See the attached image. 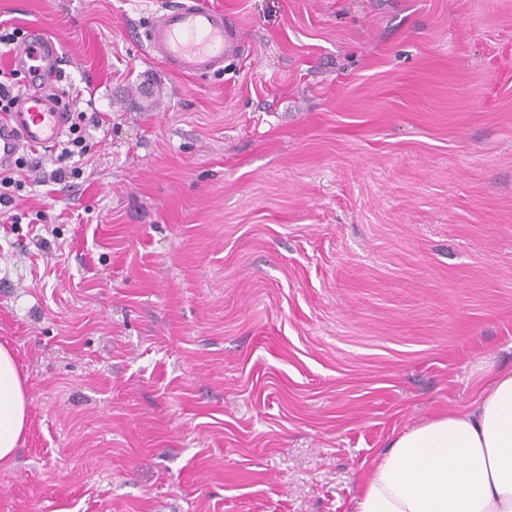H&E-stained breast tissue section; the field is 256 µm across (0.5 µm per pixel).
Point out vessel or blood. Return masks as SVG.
<instances>
[{
  "instance_id": "b4317fda",
  "label": "vessel or blood",
  "mask_w": 512,
  "mask_h": 512,
  "mask_svg": "<svg viewBox=\"0 0 512 512\" xmlns=\"http://www.w3.org/2000/svg\"><path fill=\"white\" fill-rule=\"evenodd\" d=\"M145 37L171 69L190 76L218 71L236 50L233 20L204 0H184L168 10L146 30ZM61 61L55 43L37 29L30 30L12 49V66L40 64L44 85L23 95L11 111L0 114V170L12 167L22 148L46 150L63 136L68 110L47 91Z\"/></svg>"
}]
</instances>
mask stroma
<instances>
[{"instance_id": "stroma-1", "label": "stroma", "mask_w": 512, "mask_h": 512, "mask_svg": "<svg viewBox=\"0 0 512 512\" xmlns=\"http://www.w3.org/2000/svg\"><path fill=\"white\" fill-rule=\"evenodd\" d=\"M179 2L0 0L92 118L0 223V512H350L512 366V0H208L193 77L141 38ZM14 352L0 345V466L14 462L29 426L28 396Z\"/></svg>"}]
</instances>
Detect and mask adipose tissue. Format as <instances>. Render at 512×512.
<instances>
[{
  "label": "adipose tissue",
  "mask_w": 512,
  "mask_h": 512,
  "mask_svg": "<svg viewBox=\"0 0 512 512\" xmlns=\"http://www.w3.org/2000/svg\"><path fill=\"white\" fill-rule=\"evenodd\" d=\"M14 352L0 345V466L29 426ZM351 512H512V367L494 371L471 407L395 436L370 466Z\"/></svg>",
  "instance_id": "1"
}]
</instances>
